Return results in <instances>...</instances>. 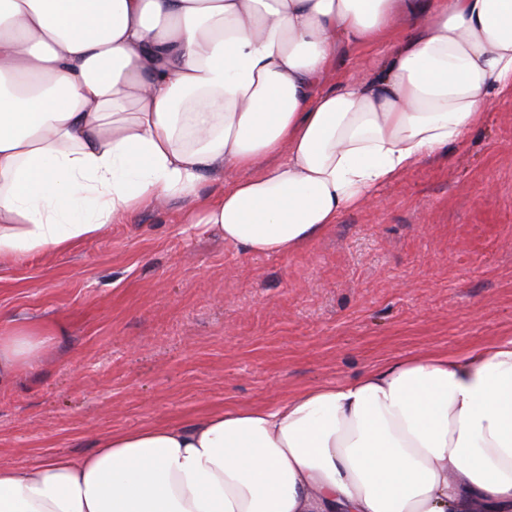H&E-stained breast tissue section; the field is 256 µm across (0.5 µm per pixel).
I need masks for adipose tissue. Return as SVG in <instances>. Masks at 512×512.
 Here are the masks:
<instances>
[{
  "label": "adipose tissue",
  "instance_id": "obj_1",
  "mask_svg": "<svg viewBox=\"0 0 512 512\" xmlns=\"http://www.w3.org/2000/svg\"><path fill=\"white\" fill-rule=\"evenodd\" d=\"M343 43L382 66L324 88ZM503 98L512 0H0V265L223 176L197 224L287 257ZM56 338L0 324V387ZM0 512H512V336L0 467Z\"/></svg>",
  "mask_w": 512,
  "mask_h": 512
}]
</instances>
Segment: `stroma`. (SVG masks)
I'll return each mask as SVG.
<instances>
[{
  "label": "stroma",
  "mask_w": 512,
  "mask_h": 512,
  "mask_svg": "<svg viewBox=\"0 0 512 512\" xmlns=\"http://www.w3.org/2000/svg\"><path fill=\"white\" fill-rule=\"evenodd\" d=\"M376 64L371 46L341 47L324 84ZM373 195L287 258L198 231L175 199L1 266L0 319L61 336L0 390V466L512 336V101Z\"/></svg>",
  "instance_id": "obj_1"
}]
</instances>
